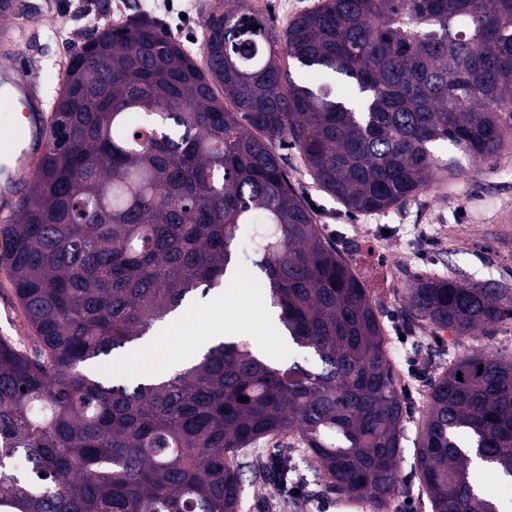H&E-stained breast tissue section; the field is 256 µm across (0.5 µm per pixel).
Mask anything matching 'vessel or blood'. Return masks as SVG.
Listing matches in <instances>:
<instances>
[{
  "mask_svg": "<svg viewBox=\"0 0 512 512\" xmlns=\"http://www.w3.org/2000/svg\"><path fill=\"white\" fill-rule=\"evenodd\" d=\"M23 17L16 0H0V86L10 89L8 96H0V148L14 142L26 145L14 171H0V212L5 214L21 201L26 175L36 172L50 145L49 105L43 89L10 50Z\"/></svg>",
  "mask_w": 512,
  "mask_h": 512,
  "instance_id": "b4317fda",
  "label": "vessel or blood"
}]
</instances>
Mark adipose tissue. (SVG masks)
I'll use <instances>...</instances> for the list:
<instances>
[{
    "label": "adipose tissue",
    "instance_id": "obj_1",
    "mask_svg": "<svg viewBox=\"0 0 512 512\" xmlns=\"http://www.w3.org/2000/svg\"><path fill=\"white\" fill-rule=\"evenodd\" d=\"M267 291L257 282L247 278L239 277L233 280L231 288L224 292L214 293L205 302L195 305V316L207 320L212 329L202 335L196 336L190 348L181 356L175 359H166L158 339L149 340L146 347L142 348L137 358L126 362V369L135 375L151 374L156 364L165 363L167 369L192 362L203 350L218 344L226 337L241 335L242 331L248 330L252 333V342L257 351L268 359H275L276 349H284L288 346L286 337L279 336L275 340H268L264 336L261 324L268 321L266 312ZM228 303L246 305L252 308L253 318H238L233 321H225L224 306Z\"/></svg>",
    "mask_w": 512,
    "mask_h": 512
}]
</instances>
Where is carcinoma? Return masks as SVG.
Masks as SVG:
<instances>
[{
    "instance_id": "obj_1",
    "label": "carcinoma",
    "mask_w": 512,
    "mask_h": 512,
    "mask_svg": "<svg viewBox=\"0 0 512 512\" xmlns=\"http://www.w3.org/2000/svg\"><path fill=\"white\" fill-rule=\"evenodd\" d=\"M242 7L210 13L203 59L133 18L65 69L51 145L0 225L33 333L26 349L0 337V512H240L234 452L293 434L328 491L370 512L398 493L405 401L384 321L278 148L352 213L497 157L512 0H319L282 30ZM245 235L308 365L230 340L159 378L90 373L223 286ZM402 315L475 339L512 318V289L419 275ZM429 398L417 465L432 512H499L470 463L512 479V356L448 361ZM294 470L273 457L264 475Z\"/></svg>"
}]
</instances>
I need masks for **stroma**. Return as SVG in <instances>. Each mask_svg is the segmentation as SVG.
<instances>
[{"instance_id": "stroma-1", "label": "stroma", "mask_w": 512, "mask_h": 512, "mask_svg": "<svg viewBox=\"0 0 512 512\" xmlns=\"http://www.w3.org/2000/svg\"><path fill=\"white\" fill-rule=\"evenodd\" d=\"M207 0H173L165 10L161 0H29L45 8L38 39L25 58L48 96L59 89L69 59L97 29L133 13L157 14L164 32L199 53ZM190 14L181 21L179 11ZM288 173L313 208L326 240L351 264L388 326L390 353L398 386L407 402L402 439L399 492L391 512H431L416 464V453L433 376L450 359L472 353L494 357L512 354V319L491 326L489 335L460 339L452 333L402 324L404 292L419 275L463 271L472 282L512 288V136L492 162L472 173L448 180L435 178L430 189L405 205L378 213L352 215L305 174L295 150H287ZM31 330L16 297L6 267L0 265V337L24 343ZM432 355L426 370L413 373L407 361L419 346ZM274 448L260 443L238 453L241 466V512H340L336 497L325 489V477L315 460L299 447L289 452L301 481L295 493L262 480L260 462Z\"/></svg>"}]
</instances>
